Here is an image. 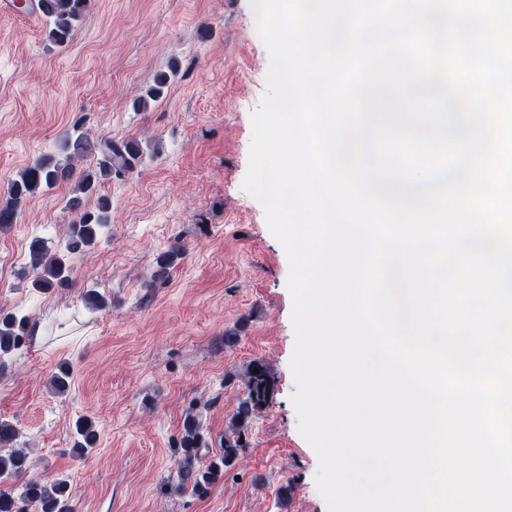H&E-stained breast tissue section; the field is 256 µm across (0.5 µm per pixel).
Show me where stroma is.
I'll return each instance as SVG.
<instances>
[{
	"label": "stroma",
	"mask_w": 512,
	"mask_h": 512,
	"mask_svg": "<svg viewBox=\"0 0 512 512\" xmlns=\"http://www.w3.org/2000/svg\"><path fill=\"white\" fill-rule=\"evenodd\" d=\"M269 69L250 0H95L66 46L48 40L45 21L0 17V201L27 165L63 157L75 123L143 150L104 183L111 222L74 258L67 287L31 288L27 249L40 226L58 244L71 183L0 232V309L44 330L0 371V417L17 426L33 477H67L78 512H328L291 400L289 260L242 188ZM161 73L163 94L135 110ZM175 246L160 271L158 255ZM91 288L108 307L86 308ZM257 359L275 393L243 455L206 495L176 492L166 480L187 416L203 424L206 458L217 456ZM64 363L72 377L60 394L49 380ZM81 416L97 443L78 456Z\"/></svg>",
	"instance_id": "obj_1"
}]
</instances>
